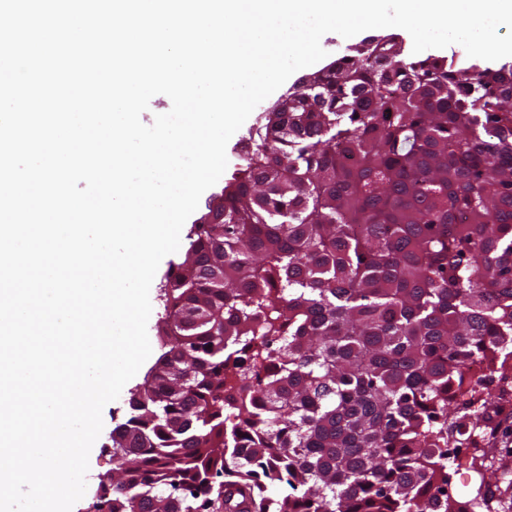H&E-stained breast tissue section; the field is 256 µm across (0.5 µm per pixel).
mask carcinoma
I'll list each match as a JSON object with an SVG mask.
<instances>
[{
    "instance_id": "carcinoma-1",
    "label": "carcinoma",
    "mask_w": 512,
    "mask_h": 512,
    "mask_svg": "<svg viewBox=\"0 0 512 512\" xmlns=\"http://www.w3.org/2000/svg\"><path fill=\"white\" fill-rule=\"evenodd\" d=\"M288 99L168 276L94 512L485 507L448 494V391L473 355L512 370V63L374 38Z\"/></svg>"
}]
</instances>
